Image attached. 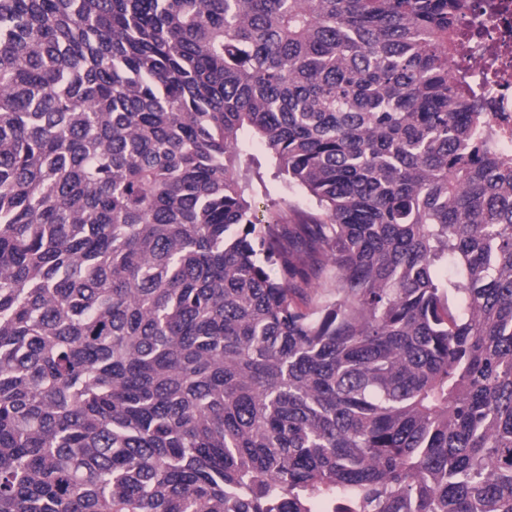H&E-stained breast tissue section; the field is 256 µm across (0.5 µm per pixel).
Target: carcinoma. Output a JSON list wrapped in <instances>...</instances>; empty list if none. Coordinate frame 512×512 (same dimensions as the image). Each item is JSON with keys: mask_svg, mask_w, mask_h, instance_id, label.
<instances>
[{"mask_svg": "<svg viewBox=\"0 0 512 512\" xmlns=\"http://www.w3.org/2000/svg\"><path fill=\"white\" fill-rule=\"evenodd\" d=\"M463 9L0 0V512H512ZM243 134L316 200L285 239Z\"/></svg>", "mask_w": 512, "mask_h": 512, "instance_id": "1", "label": "carcinoma"}]
</instances>
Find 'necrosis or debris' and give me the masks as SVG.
<instances>
[{
  "mask_svg": "<svg viewBox=\"0 0 512 512\" xmlns=\"http://www.w3.org/2000/svg\"><path fill=\"white\" fill-rule=\"evenodd\" d=\"M449 74L465 70L482 96L494 142L512 154V0H466Z\"/></svg>",
  "mask_w": 512,
  "mask_h": 512,
  "instance_id": "obj_1",
  "label": "necrosis or debris"
}]
</instances>
